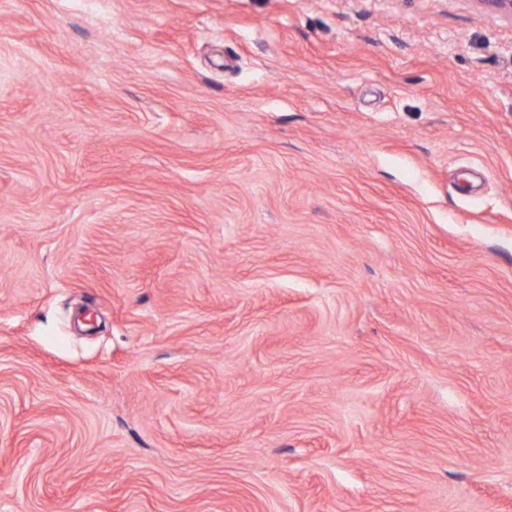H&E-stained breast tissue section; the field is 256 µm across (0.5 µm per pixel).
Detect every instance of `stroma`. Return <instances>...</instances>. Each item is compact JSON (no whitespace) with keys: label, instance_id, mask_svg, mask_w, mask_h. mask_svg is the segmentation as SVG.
Instances as JSON below:
<instances>
[{"label":"stroma","instance_id":"35a3bbf8","mask_svg":"<svg viewBox=\"0 0 512 512\" xmlns=\"http://www.w3.org/2000/svg\"><path fill=\"white\" fill-rule=\"evenodd\" d=\"M0 512H512V17L0 0Z\"/></svg>","mask_w":512,"mask_h":512}]
</instances>
